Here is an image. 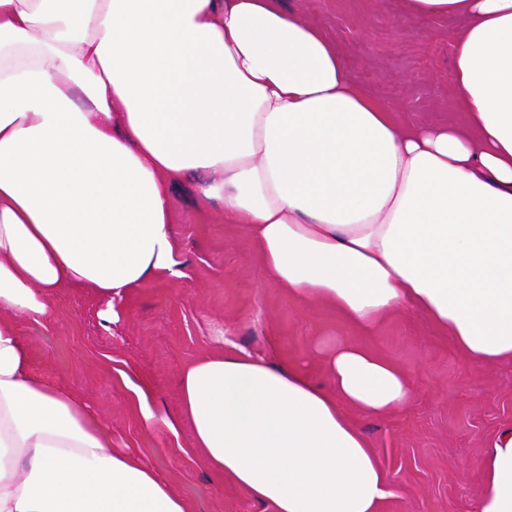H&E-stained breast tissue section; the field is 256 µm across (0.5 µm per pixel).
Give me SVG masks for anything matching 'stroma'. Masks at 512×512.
I'll return each mask as SVG.
<instances>
[{
  "label": "stroma",
  "instance_id": "stroma-1",
  "mask_svg": "<svg viewBox=\"0 0 512 512\" xmlns=\"http://www.w3.org/2000/svg\"><path fill=\"white\" fill-rule=\"evenodd\" d=\"M322 27L354 80L375 98L419 122H455L454 35L467 20H428L400 0H283ZM197 182L175 187L171 218L178 275L162 274L116 301L117 321L86 288H61L49 321H18L35 367L74 388L104 415L112 443L128 448L170 479L190 512H273L202 464L187 421L177 417L180 375L225 341L283 363H303L313 379L328 375L314 346L349 339L405 368L414 395L379 417L350 412L389 480L382 512H472L482 490L480 459L498 431L512 425V363L482 369L414 310L381 318L369 330L336 310L303 301L269 277L245 224H224L221 201L198 203ZM155 413L142 416L141 404Z\"/></svg>",
  "mask_w": 512,
  "mask_h": 512
}]
</instances>
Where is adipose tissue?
<instances>
[{
    "instance_id": "obj_1",
    "label": "adipose tissue",
    "mask_w": 512,
    "mask_h": 512,
    "mask_svg": "<svg viewBox=\"0 0 512 512\" xmlns=\"http://www.w3.org/2000/svg\"><path fill=\"white\" fill-rule=\"evenodd\" d=\"M462 14L459 122H407L280 0H0V512H189L17 318L63 286L108 302L176 267L172 188L247 224L268 274L368 329L424 313L475 368L512 360V0H401ZM330 384L238 345L180 379L204 466L273 512H381L386 476L344 407L408 404L410 375L348 342ZM474 512H512V426Z\"/></svg>"
}]
</instances>
